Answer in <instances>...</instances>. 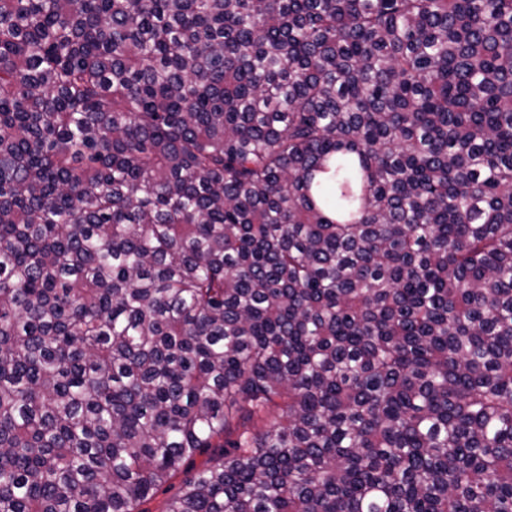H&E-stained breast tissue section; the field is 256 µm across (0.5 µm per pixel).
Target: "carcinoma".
<instances>
[{
	"label": "carcinoma",
	"mask_w": 512,
	"mask_h": 512,
	"mask_svg": "<svg viewBox=\"0 0 512 512\" xmlns=\"http://www.w3.org/2000/svg\"><path fill=\"white\" fill-rule=\"evenodd\" d=\"M512 512V0H0V512Z\"/></svg>",
	"instance_id": "cac0c4a2"
}]
</instances>
